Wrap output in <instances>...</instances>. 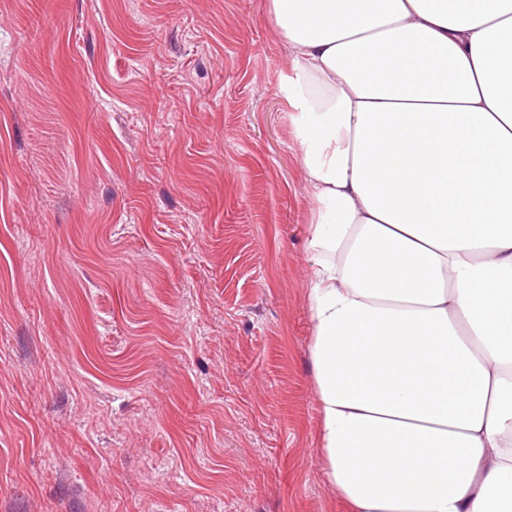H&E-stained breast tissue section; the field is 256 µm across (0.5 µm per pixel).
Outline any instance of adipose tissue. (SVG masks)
<instances>
[{
    "label": "adipose tissue",
    "mask_w": 512,
    "mask_h": 512,
    "mask_svg": "<svg viewBox=\"0 0 512 512\" xmlns=\"http://www.w3.org/2000/svg\"><path fill=\"white\" fill-rule=\"evenodd\" d=\"M347 512H512V0H269Z\"/></svg>",
    "instance_id": "obj_1"
}]
</instances>
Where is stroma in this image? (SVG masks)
<instances>
[{
    "instance_id": "1",
    "label": "stroma",
    "mask_w": 512,
    "mask_h": 512,
    "mask_svg": "<svg viewBox=\"0 0 512 512\" xmlns=\"http://www.w3.org/2000/svg\"><path fill=\"white\" fill-rule=\"evenodd\" d=\"M267 0H0V512H341Z\"/></svg>"
}]
</instances>
